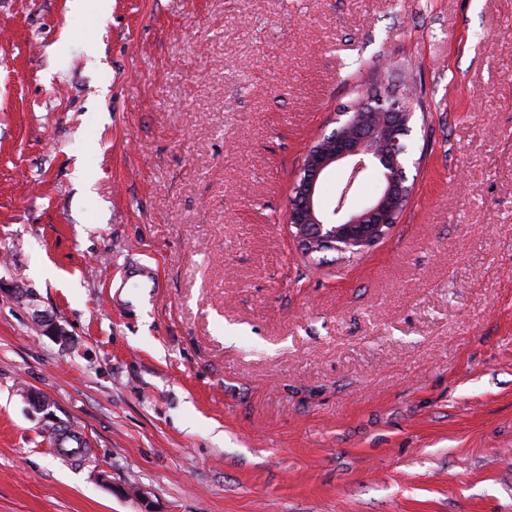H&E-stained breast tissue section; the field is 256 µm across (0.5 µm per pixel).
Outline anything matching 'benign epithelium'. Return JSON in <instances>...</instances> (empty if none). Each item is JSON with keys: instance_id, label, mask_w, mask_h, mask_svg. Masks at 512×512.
I'll return each instance as SVG.
<instances>
[{"instance_id": "obj_1", "label": "benign epithelium", "mask_w": 512, "mask_h": 512, "mask_svg": "<svg viewBox=\"0 0 512 512\" xmlns=\"http://www.w3.org/2000/svg\"><path fill=\"white\" fill-rule=\"evenodd\" d=\"M411 103L398 99L386 108L362 102L338 127L306 153L287 212V223L306 256L333 251L364 253L397 224L413 191L406 173V146ZM332 170L342 173L336 205L322 207L318 188ZM365 170L380 174V192L356 210L349 202L354 184Z\"/></svg>"}]
</instances>
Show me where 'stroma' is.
Instances as JSON below:
<instances>
[{"label":"stroma","instance_id":"35a3bbf8","mask_svg":"<svg viewBox=\"0 0 512 512\" xmlns=\"http://www.w3.org/2000/svg\"><path fill=\"white\" fill-rule=\"evenodd\" d=\"M387 90L410 203L304 257ZM0 512H512V0H0ZM395 100L391 101L392 103ZM412 106L398 98L389 107L362 102L339 113L338 127L306 153L287 212V223L306 256L333 251L365 253L397 224L413 191L406 173V146ZM340 171L336 205L325 210L318 197L321 180ZM364 170L380 174V192L361 209L349 205ZM131 279L133 280L132 287L137 288L140 294L149 297L154 295L156 288H159L157 275L149 268H139L130 272L127 282Z\"/></svg>","mask_w":512,"mask_h":512}]
</instances>
